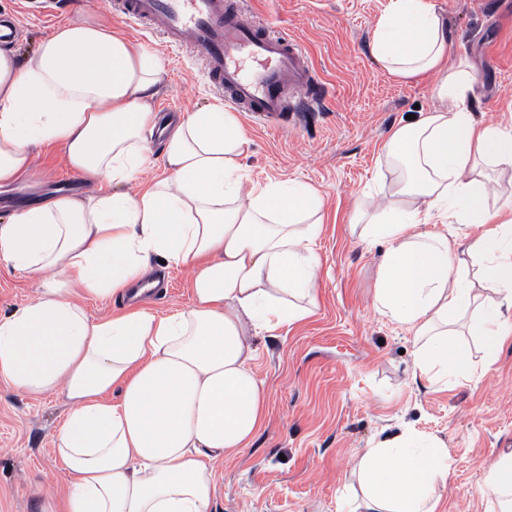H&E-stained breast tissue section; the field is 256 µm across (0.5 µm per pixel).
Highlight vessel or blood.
I'll use <instances>...</instances> for the list:
<instances>
[{"instance_id": "obj_1", "label": "vessel or blood", "mask_w": 512, "mask_h": 512, "mask_svg": "<svg viewBox=\"0 0 512 512\" xmlns=\"http://www.w3.org/2000/svg\"><path fill=\"white\" fill-rule=\"evenodd\" d=\"M168 43L193 49L224 100L251 120L280 128L326 89L294 38L275 33L226 0H105Z\"/></svg>"}]
</instances>
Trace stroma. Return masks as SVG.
<instances>
[{
  "label": "stroma",
  "instance_id": "35a3bbf8",
  "mask_svg": "<svg viewBox=\"0 0 512 512\" xmlns=\"http://www.w3.org/2000/svg\"><path fill=\"white\" fill-rule=\"evenodd\" d=\"M448 26V60L465 57L482 85L468 108L485 124L512 130V0H431ZM389 0H248L251 15L301 42L327 88L308 124L282 131L242 119L250 140L247 180L295 179L324 197L327 221L315 242L320 259L317 308L276 336L255 339L252 365L268 392V414L251 448L217 463L212 512H355L361 498V449L409 429L443 440L452 459L437 485L444 512H495L486 487L489 465L512 454V340L483 368L476 337L462 333L474 370L468 381L412 383L411 331L381 313L374 283L386 250L353 221L368 195H387L397 177L382 148L413 110L433 104L436 75L400 80L370 52ZM41 0H0V20L19 24L14 45L26 60L61 22L90 16L164 66L154 110L181 114L222 103L189 49L164 46L159 35L113 15L100 0H66L42 15ZM88 181L70 171L57 147L35 151L34 167L0 190V224L38 189L79 194ZM165 294L147 299L157 312L189 304L190 273L164 271ZM34 274L0 265V317L33 299ZM66 408L0 379V512H44L66 474L53 436Z\"/></svg>",
  "mask_w": 512,
  "mask_h": 512
}]
</instances>
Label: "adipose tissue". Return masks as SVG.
<instances>
[{
	"instance_id": "ef3b65f1",
	"label": "adipose tissue",
	"mask_w": 512,
	"mask_h": 512,
	"mask_svg": "<svg viewBox=\"0 0 512 512\" xmlns=\"http://www.w3.org/2000/svg\"><path fill=\"white\" fill-rule=\"evenodd\" d=\"M448 28L430 0H390L371 40L391 75L437 74L433 108L397 129L385 161L399 168L389 202L356 221L386 243L378 309L419 345L413 373H471L454 327L467 321L493 363L512 336V223L495 222L479 161L512 165V136L467 107L479 79L449 65ZM160 58L87 17L70 19L19 62L0 48V188L33 167L35 148L61 146L95 188L41 195L0 225V263L42 275L35 298L0 317V378L68 409L55 436L65 494L47 512H212L213 460L250 448L268 395L251 339L307 318L317 305L313 244L324 199L312 185H243L249 139L215 104L167 132L164 174L136 192L161 116L151 101ZM478 228L467 251L431 216ZM192 272L190 304L154 313L133 302L93 321L90 297L125 298L158 261ZM498 299L468 311L484 291ZM451 459L436 437L404 432L362 449L366 512H442L434 492Z\"/></svg>"
}]
</instances>
